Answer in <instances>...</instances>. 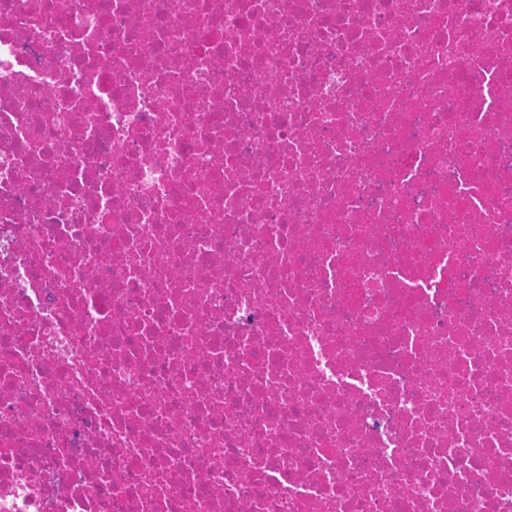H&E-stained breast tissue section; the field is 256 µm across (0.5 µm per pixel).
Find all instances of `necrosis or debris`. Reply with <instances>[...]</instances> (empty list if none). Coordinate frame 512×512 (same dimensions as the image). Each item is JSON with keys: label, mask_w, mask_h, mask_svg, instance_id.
Wrapping results in <instances>:
<instances>
[{"label": "necrosis or debris", "mask_w": 512, "mask_h": 512, "mask_svg": "<svg viewBox=\"0 0 512 512\" xmlns=\"http://www.w3.org/2000/svg\"><path fill=\"white\" fill-rule=\"evenodd\" d=\"M0 512H512V0H0Z\"/></svg>", "instance_id": "1"}]
</instances>
